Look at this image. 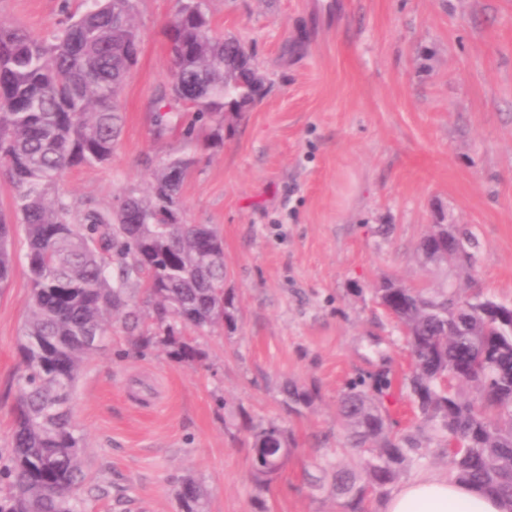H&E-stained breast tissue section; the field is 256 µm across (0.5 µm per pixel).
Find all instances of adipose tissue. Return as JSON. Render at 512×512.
<instances>
[{
	"instance_id": "adipose-tissue-1",
	"label": "adipose tissue",
	"mask_w": 512,
	"mask_h": 512,
	"mask_svg": "<svg viewBox=\"0 0 512 512\" xmlns=\"http://www.w3.org/2000/svg\"><path fill=\"white\" fill-rule=\"evenodd\" d=\"M387 512H504L494 495L448 476L415 478L393 490Z\"/></svg>"
}]
</instances>
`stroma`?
I'll return each mask as SVG.
<instances>
[{"label":"stroma","instance_id":"35a3bbf8","mask_svg":"<svg viewBox=\"0 0 512 512\" xmlns=\"http://www.w3.org/2000/svg\"><path fill=\"white\" fill-rule=\"evenodd\" d=\"M175 0H136L143 39L121 94L112 162L68 170L59 191L81 210H117L180 154L156 133L171 62L163 26ZM84 0H0V22L45 36ZM215 31L252 55L264 95L224 115V140L198 148L180 198L188 224H211L224 245L238 329L195 335L202 363L167 347L132 348L122 325L78 378L72 422L82 439L83 512H179L184 479L206 512H340L315 490L349 460L337 403L351 383L386 372L383 399L400 431L417 421L403 376L411 357L374 295L398 277L452 284L512 304V0H205ZM473 229L477 272L423 265L431 225ZM0 288V467L9 462L18 339L31 295L15 238ZM287 386L316 388L291 412ZM275 422L294 445L269 487L256 484L243 418Z\"/></svg>","mask_w":512,"mask_h":512}]
</instances>
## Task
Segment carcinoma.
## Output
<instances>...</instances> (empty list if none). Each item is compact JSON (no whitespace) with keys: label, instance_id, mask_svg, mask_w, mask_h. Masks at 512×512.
<instances>
[{"label":"carcinoma","instance_id":"1","mask_svg":"<svg viewBox=\"0 0 512 512\" xmlns=\"http://www.w3.org/2000/svg\"><path fill=\"white\" fill-rule=\"evenodd\" d=\"M172 83L195 108L183 130L194 141L198 122L223 140L224 109L241 112L262 95L252 56L234 37L214 32L200 0H177L166 24ZM134 0H88L46 40L0 23V169L9 176L13 207L24 232L31 298L18 343L22 373L14 407L11 505L0 512H80L81 439L70 401L87 357L119 315L130 331L142 316L155 333L130 338L149 348L156 336L179 363L201 360L182 336L217 324L237 329L239 308L224 289V247L208 224H186L179 194L195 158L177 155L156 170L146 194H126L118 211H79L55 192L67 170L112 161L123 116L119 95L137 61ZM15 225L0 218V288L12 274ZM480 242L467 227L433 224L419 244L426 265L475 272ZM398 322L412 355L405 378L420 419L416 430H391L381 406L354 382L338 403L355 463L333 465L318 489L340 500L342 512L395 483L421 448H445L455 478L500 499L512 512V306L480 293L410 287L395 277L374 288ZM474 392L464 397L460 388ZM292 408L308 407L313 390L285 389ZM254 449L270 435L286 447V429L248 426ZM181 512H203L195 482L176 493Z\"/></svg>","mask_w":512,"mask_h":512}]
</instances>
